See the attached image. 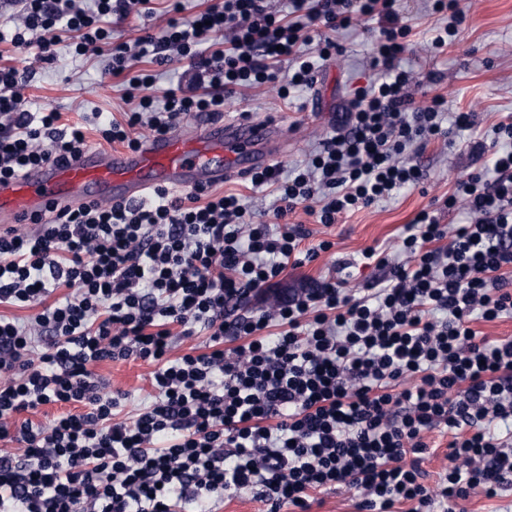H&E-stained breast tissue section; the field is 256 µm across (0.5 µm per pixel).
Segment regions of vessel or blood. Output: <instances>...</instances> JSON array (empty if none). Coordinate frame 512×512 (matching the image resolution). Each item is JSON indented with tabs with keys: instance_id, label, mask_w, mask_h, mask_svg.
Instances as JSON below:
<instances>
[{
	"instance_id": "b4317fda",
	"label": "vessel or blood",
	"mask_w": 512,
	"mask_h": 512,
	"mask_svg": "<svg viewBox=\"0 0 512 512\" xmlns=\"http://www.w3.org/2000/svg\"><path fill=\"white\" fill-rule=\"evenodd\" d=\"M283 146L276 124L217 117L151 138L134 152L96 148L80 158L51 162L0 182V225L28 221L51 205L141 199L159 187H202L245 177Z\"/></svg>"
}]
</instances>
